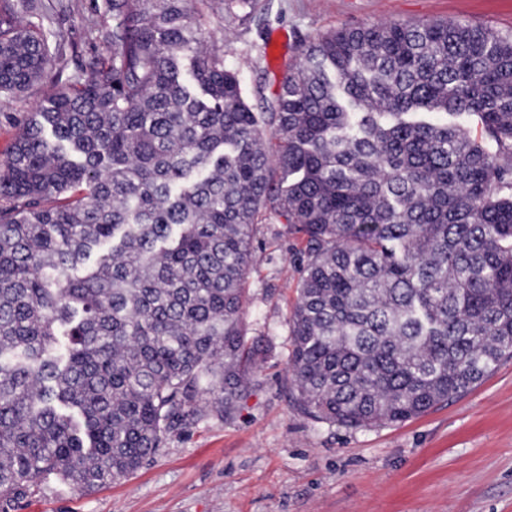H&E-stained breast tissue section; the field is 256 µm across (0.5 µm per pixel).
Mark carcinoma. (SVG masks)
Returning a JSON list of instances; mask_svg holds the SVG:
<instances>
[{
  "label": "carcinoma",
  "instance_id": "cac0c4a2",
  "mask_svg": "<svg viewBox=\"0 0 512 512\" xmlns=\"http://www.w3.org/2000/svg\"><path fill=\"white\" fill-rule=\"evenodd\" d=\"M199 2L103 0L105 54L68 74L64 36L18 22L39 0H0V98L56 70L0 161V512L234 412L265 220L303 256L288 367L314 421L404 422L512 358V35L336 29L255 112Z\"/></svg>",
  "mask_w": 512,
  "mask_h": 512
}]
</instances>
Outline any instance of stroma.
I'll list each match as a JSON object with an SVG mask.
<instances>
[{
	"mask_svg": "<svg viewBox=\"0 0 512 512\" xmlns=\"http://www.w3.org/2000/svg\"><path fill=\"white\" fill-rule=\"evenodd\" d=\"M96 0H43L45 32L66 37L67 69L101 54L86 19ZM497 0H264L242 27L212 22V43L238 67L254 111L256 83L276 89L302 43L341 27L450 21L512 32ZM275 53L260 57L263 46ZM299 262L281 220L253 236L246 341L265 351L229 418L173 433L132 474L89 492L52 476L12 512H512V360L463 396L375 428L314 422L294 404L287 356Z\"/></svg>",
	"mask_w": 512,
	"mask_h": 512,
	"instance_id": "1",
	"label": "stroma"
}]
</instances>
